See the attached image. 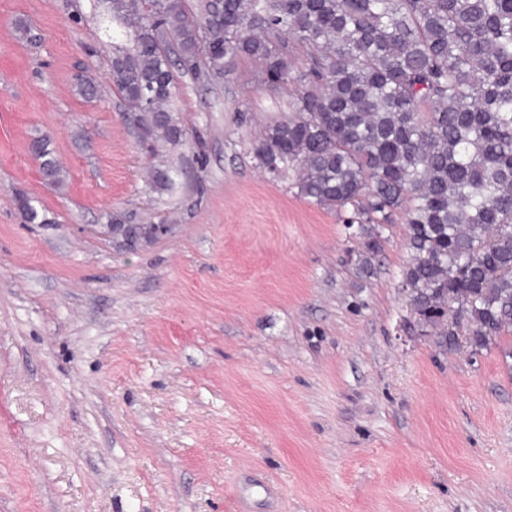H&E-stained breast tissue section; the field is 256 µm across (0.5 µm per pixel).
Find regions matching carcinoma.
I'll return each instance as SVG.
<instances>
[{"label":"carcinoma","instance_id":"carcinoma-1","mask_svg":"<svg viewBox=\"0 0 512 512\" xmlns=\"http://www.w3.org/2000/svg\"><path fill=\"white\" fill-rule=\"evenodd\" d=\"M129 44L112 47V88L144 140L184 129L169 107L173 64L207 81L226 60L260 64L272 89L297 86L292 116L267 127L262 163L293 171L299 194L352 209L363 264L376 227L403 217L409 306L448 347V304L462 309L478 351L512 332V0H105ZM286 35L309 57L295 73ZM49 185L63 183L42 141ZM155 167L151 184L173 187Z\"/></svg>","mask_w":512,"mask_h":512}]
</instances>
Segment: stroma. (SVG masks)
<instances>
[{
	"label": "stroma",
	"instance_id": "1",
	"mask_svg": "<svg viewBox=\"0 0 512 512\" xmlns=\"http://www.w3.org/2000/svg\"><path fill=\"white\" fill-rule=\"evenodd\" d=\"M119 39L99 0H0V512H512V334L409 326L403 221L363 265L346 213L261 168L292 91L257 62L176 73L186 135L145 148ZM113 212L167 230L129 252ZM32 149L47 184L59 187L63 183V168L58 158L42 141L34 142Z\"/></svg>",
	"mask_w": 512,
	"mask_h": 512
}]
</instances>
